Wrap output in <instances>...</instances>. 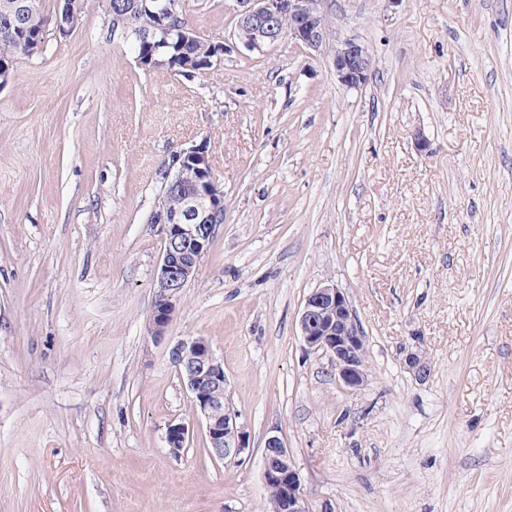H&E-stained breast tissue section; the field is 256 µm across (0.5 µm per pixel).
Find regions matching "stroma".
I'll list each match as a JSON object with an SVG mask.
<instances>
[{"label": "stroma", "instance_id": "1", "mask_svg": "<svg viewBox=\"0 0 512 512\" xmlns=\"http://www.w3.org/2000/svg\"><path fill=\"white\" fill-rule=\"evenodd\" d=\"M325 8L373 55L363 89L327 51L234 47L235 0H189L231 47L195 75L142 68L84 0L0 87V512H268L273 434L314 512H512V0ZM199 144L224 222L156 340L151 216L173 153ZM327 282L366 336L357 394L300 336ZM188 336L251 434L236 461L207 453L170 361Z\"/></svg>", "mask_w": 512, "mask_h": 512}]
</instances>
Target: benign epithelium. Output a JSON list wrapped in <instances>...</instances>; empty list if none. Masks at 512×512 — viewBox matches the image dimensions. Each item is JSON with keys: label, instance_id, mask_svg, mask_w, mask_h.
<instances>
[{"label": "benign epithelium", "instance_id": "7a95c632", "mask_svg": "<svg viewBox=\"0 0 512 512\" xmlns=\"http://www.w3.org/2000/svg\"><path fill=\"white\" fill-rule=\"evenodd\" d=\"M236 40L250 51L280 41L276 22L291 23L288 38L308 50L318 52L329 40L325 0H236ZM144 9L154 18L151 26L130 33L145 46L138 59L145 69L162 67L167 62L156 58L169 40L184 43L197 31L175 26L169 19L176 12L175 0H143ZM29 5L21 0L5 13L3 34H10L14 21L27 14ZM332 64L339 83L347 88L364 87L372 74L373 57L368 46L355 38L336 37ZM168 175L167 190L179 194L181 205L156 216L162 224L164 247L155 278V298L148 334L166 336L176 301L194 279L200 260L210 249L218 223L224 218V189L217 181L207 147L192 145L181 149ZM298 326L305 346L328 358L336 385L347 393H358L369 383L364 357V333L348 295L334 283L313 289L304 299ZM169 357L206 423L210 456L231 462L251 448L250 434L239 421L228 394L222 363L203 337L184 338L170 348ZM404 364L420 381L430 376V365L419 350L405 351ZM189 428L172 424L167 445L178 456L186 447ZM264 484H277L282 494L271 502V512H314L303 493L301 479L283 440L272 435L263 452Z\"/></svg>", "mask_w": 512, "mask_h": 512}]
</instances>
